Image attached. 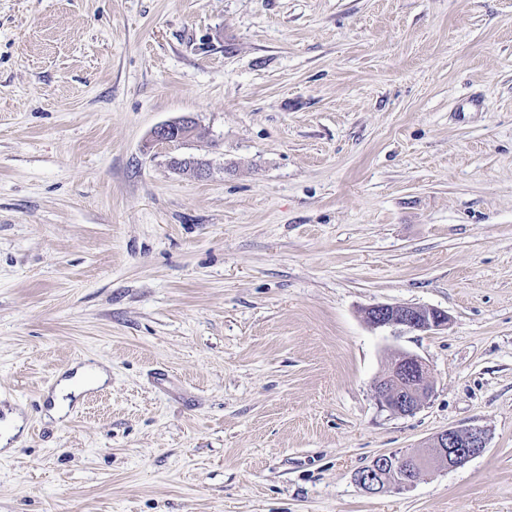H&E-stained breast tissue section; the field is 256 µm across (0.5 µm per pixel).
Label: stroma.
I'll use <instances>...</instances> for the list:
<instances>
[{
  "label": "stroma",
  "mask_w": 512,
  "mask_h": 512,
  "mask_svg": "<svg viewBox=\"0 0 512 512\" xmlns=\"http://www.w3.org/2000/svg\"><path fill=\"white\" fill-rule=\"evenodd\" d=\"M11 415L0 512H512V0H0ZM468 426L463 466L354 481ZM193 121L190 118H182L161 125L154 129L152 142L158 148L171 149L177 144L183 143L190 136V128ZM373 328L429 333L448 326V314L432 307L377 304L365 310ZM432 392L428 364L411 352H401L375 386L379 406L403 416L414 414L429 400Z\"/></svg>",
  "instance_id": "obj_1"
}]
</instances>
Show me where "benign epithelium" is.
Returning <instances> with one entry per match:
<instances>
[{"label":"benign epithelium","instance_id":"benign-epithelium-1","mask_svg":"<svg viewBox=\"0 0 512 512\" xmlns=\"http://www.w3.org/2000/svg\"><path fill=\"white\" fill-rule=\"evenodd\" d=\"M193 121L182 118L154 129L152 142L170 149L190 136ZM373 328L429 333L448 326L444 311L415 305L377 304L365 310ZM433 384L428 364L411 352L400 353L375 386L379 406L391 414L412 415L431 397ZM488 444V435L480 427L448 428L433 436L417 453L380 454L372 468L358 477L360 488L369 494L405 489L417 477L408 471L424 473L442 466L456 468L480 455Z\"/></svg>","mask_w":512,"mask_h":512}]
</instances>
